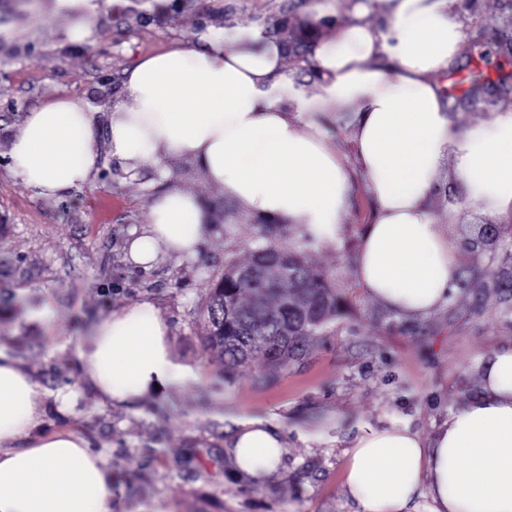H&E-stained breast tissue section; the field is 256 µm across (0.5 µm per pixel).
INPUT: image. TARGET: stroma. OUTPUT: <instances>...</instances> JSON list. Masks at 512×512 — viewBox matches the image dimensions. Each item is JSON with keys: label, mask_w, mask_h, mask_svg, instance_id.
Instances as JSON below:
<instances>
[{"label": "stroma", "mask_w": 512, "mask_h": 512, "mask_svg": "<svg viewBox=\"0 0 512 512\" xmlns=\"http://www.w3.org/2000/svg\"><path fill=\"white\" fill-rule=\"evenodd\" d=\"M88 38L75 39L74 18L57 0H0V350L10 353L45 393V425L82 435L112 468V512H358L345 485L344 450L365 427L407 425L429 439L448 413L480 385V360L512 345V328L496 303L474 313L470 295L413 335L409 322L388 328L390 314L365 295L352 261L370 221L371 203L356 185L340 244H306L299 233L280 239L308 254L349 301L347 316L303 364L275 382H255L259 369L240 367L223 383L222 364L206 346L199 303L225 253L246 256L253 221L238 211L200 168L181 163L172 188L199 196L212 228L197 262L164 254L154 269L128 265L132 226L150 221L155 167L126 179L108 147L101 174L64 199L36 195L9 170L13 133L24 118L57 98H85L108 114L126 72L141 57L187 42L208 28L220 33L287 16L296 24L315 0L287 14L290 0H101ZM464 30L489 40L512 35L505 0H462ZM151 299L170 326L176 359L198 374L159 399L137 406L102 405L81 377L76 341L116 308ZM75 392L60 410L56 392ZM282 425L280 465L262 485L237 469L228 443L239 420Z\"/></svg>", "instance_id": "35a3bbf8"}]
</instances>
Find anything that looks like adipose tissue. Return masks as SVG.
<instances>
[{"label":"adipose tissue","mask_w":512,"mask_h":512,"mask_svg":"<svg viewBox=\"0 0 512 512\" xmlns=\"http://www.w3.org/2000/svg\"><path fill=\"white\" fill-rule=\"evenodd\" d=\"M461 0H351L349 17L316 39L308 95L284 66L286 46L248 27L137 61L107 119L89 103L57 99L16 130L9 168L43 196L62 198L100 173L96 128L129 178L169 159L197 165L254 222L292 224L316 243L343 237L354 179L373 202L355 277L397 318L447 307L461 268L449 226L431 207L439 176L459 183L454 215L512 214V107L459 125L445 89L464 40ZM338 126L352 159L336 152ZM129 262L149 269L161 254L198 258L210 213L192 194L149 198ZM83 378L102 403L134 405L192 380L169 344V325L144 300L112 312L80 337ZM478 392L431 440L409 428H367L345 451V483L359 512H512V346L480 362ZM283 438L260 418L238 425L230 448L255 484L281 461ZM113 476L84 437L44 425V393L0 350V512H112Z\"/></svg>","instance_id":"1"}]
</instances>
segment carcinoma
Wrapping results in <instances>:
<instances>
[{"label":"carcinoma","instance_id":"obj_1","mask_svg":"<svg viewBox=\"0 0 512 512\" xmlns=\"http://www.w3.org/2000/svg\"><path fill=\"white\" fill-rule=\"evenodd\" d=\"M287 24L282 19L264 21L266 31L274 38ZM288 32L290 57L310 64L311 46L304 24L300 22ZM465 83L461 95L454 96L458 103L474 100L495 105L512 98L511 75L493 81L477 71ZM283 229L282 224L258 225L250 256L225 257L224 273L214 278L201 304L208 325L207 347L224 362L226 378L243 364L253 363L262 370L259 383L274 381L302 363L340 316L343 296L335 283L328 274L311 267L304 253L285 251L278 246L275 237ZM254 265L267 269L286 266L288 275L272 284L263 279L244 284L236 279L238 269ZM487 278L486 272L473 266L462 275L458 287L471 292L479 306L494 296L503 322L512 326V281L497 277L490 288ZM273 314L288 328V335L279 336L268 328L267 321Z\"/></svg>","mask_w":512,"mask_h":512}]
</instances>
